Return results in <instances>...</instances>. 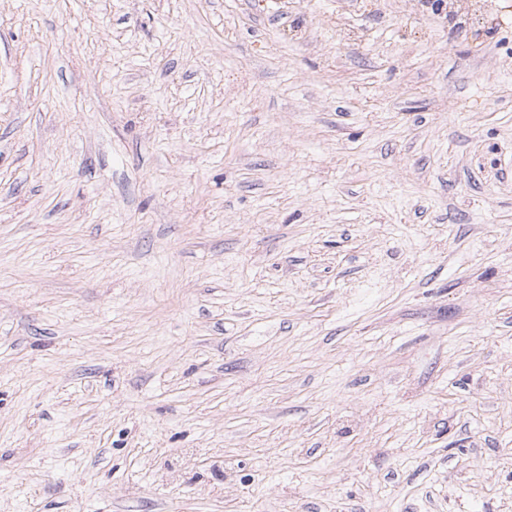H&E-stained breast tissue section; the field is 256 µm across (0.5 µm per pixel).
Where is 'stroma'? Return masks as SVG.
I'll return each mask as SVG.
<instances>
[{"label":"stroma","instance_id":"obj_1","mask_svg":"<svg viewBox=\"0 0 512 512\" xmlns=\"http://www.w3.org/2000/svg\"><path fill=\"white\" fill-rule=\"evenodd\" d=\"M0 512H512V0H0Z\"/></svg>","mask_w":512,"mask_h":512}]
</instances>
